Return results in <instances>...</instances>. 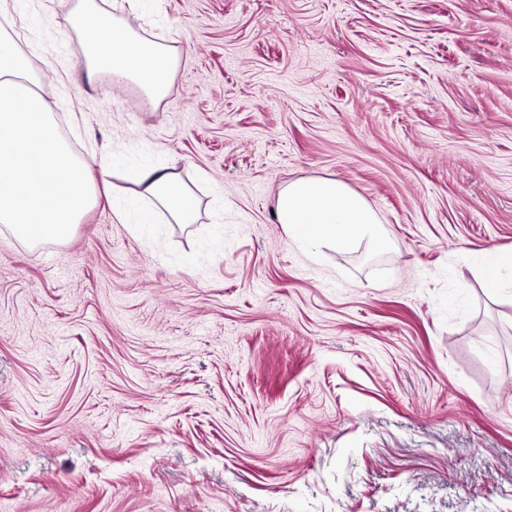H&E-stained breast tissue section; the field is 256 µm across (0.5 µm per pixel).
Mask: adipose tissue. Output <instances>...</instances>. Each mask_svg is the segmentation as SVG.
Returning <instances> with one entry per match:
<instances>
[{
  "instance_id": "1",
  "label": "adipose tissue",
  "mask_w": 512,
  "mask_h": 512,
  "mask_svg": "<svg viewBox=\"0 0 512 512\" xmlns=\"http://www.w3.org/2000/svg\"><path fill=\"white\" fill-rule=\"evenodd\" d=\"M98 37L86 45L88 74L105 72L136 82L148 95L163 97L170 86L175 56L166 47L138 39L127 25L96 15ZM30 60L0 40V223L35 245L67 239L97 203L92 160L76 155L62 136L37 84ZM178 224L192 223L195 200L173 174L143 165L131 173ZM276 215L289 238L321 254L361 242L376 253L389 249L375 211L343 181L334 178L288 182L276 200Z\"/></svg>"
}]
</instances>
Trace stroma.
I'll use <instances>...</instances> for the list:
<instances>
[{"label": "stroma", "instance_id": "1", "mask_svg": "<svg viewBox=\"0 0 512 512\" xmlns=\"http://www.w3.org/2000/svg\"><path fill=\"white\" fill-rule=\"evenodd\" d=\"M100 11L177 57L87 77ZM62 135L109 166L65 241L0 224V512H512V0H17ZM154 164L194 223L111 197ZM337 178L387 252L297 246ZM479 264L484 275L486 288L497 291L499 288H504L506 284L505 273L510 272L512 274V252H487L480 257Z\"/></svg>", "mask_w": 512, "mask_h": 512}]
</instances>
